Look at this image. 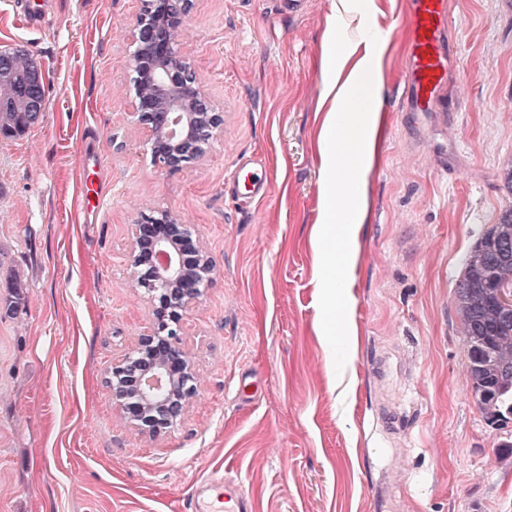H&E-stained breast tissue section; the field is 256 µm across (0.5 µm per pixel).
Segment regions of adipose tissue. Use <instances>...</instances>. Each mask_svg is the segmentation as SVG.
<instances>
[{"label":"adipose tissue","instance_id":"1","mask_svg":"<svg viewBox=\"0 0 512 512\" xmlns=\"http://www.w3.org/2000/svg\"><path fill=\"white\" fill-rule=\"evenodd\" d=\"M383 81L380 59L364 57L344 84L326 78L324 86L332 97V107L323 128L324 138H333L337 127L352 129V136L342 141V157L327 156L324 162V187L331 190L337 178L360 185L371 168L378 133L379 114L374 99Z\"/></svg>","mask_w":512,"mask_h":512}]
</instances>
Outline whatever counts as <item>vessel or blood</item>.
I'll return each mask as SVG.
<instances>
[{
	"label": "vessel or blood",
	"instance_id": "b4317fda",
	"mask_svg": "<svg viewBox=\"0 0 512 512\" xmlns=\"http://www.w3.org/2000/svg\"><path fill=\"white\" fill-rule=\"evenodd\" d=\"M408 47L404 54L406 100L411 111L432 115L442 105L448 82L451 19L448 0H408ZM48 13L47 0H17L15 18L39 25Z\"/></svg>",
	"mask_w": 512,
	"mask_h": 512
}]
</instances>
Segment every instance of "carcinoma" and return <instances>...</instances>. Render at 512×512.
<instances>
[{
	"label": "carcinoma",
	"mask_w": 512,
	"mask_h": 512,
	"mask_svg": "<svg viewBox=\"0 0 512 512\" xmlns=\"http://www.w3.org/2000/svg\"><path fill=\"white\" fill-rule=\"evenodd\" d=\"M31 65L32 60L20 49L0 52V70L23 72ZM44 94L43 85L0 84V135L13 137L34 124L40 113L23 112L21 106L24 98ZM500 224L512 225L511 207L504 209L498 223L487 227L471 247L453 300L471 395L484 418L498 426L512 422V315L497 314L486 299L488 274L497 280H512V236L496 235ZM488 349L502 351L493 366L485 361Z\"/></svg>",
	"instance_id": "cac0c4a2"
}]
</instances>
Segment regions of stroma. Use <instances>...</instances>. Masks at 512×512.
<instances>
[{
	"instance_id": "obj_1",
	"label": "stroma",
	"mask_w": 512,
	"mask_h": 512,
	"mask_svg": "<svg viewBox=\"0 0 512 512\" xmlns=\"http://www.w3.org/2000/svg\"><path fill=\"white\" fill-rule=\"evenodd\" d=\"M192 0L181 49L224 115L206 157L151 162L127 92L137 0H0L39 120L0 137V512H187L234 483L253 512H512V422L470 392L453 307L465 255L512 206V0H449L454 49L428 125L409 112L405 0ZM346 80L380 55L366 217L321 222L328 29ZM264 172L250 197L242 177ZM199 225L214 271L180 336L185 419L131 431L103 381L151 323L123 266L139 206ZM48 14L47 0H20L15 2L16 21L27 26L39 25Z\"/></svg>"
}]
</instances>
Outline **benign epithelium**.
<instances>
[{"instance_id": "obj_1", "label": "benign epithelium", "mask_w": 512, "mask_h": 512, "mask_svg": "<svg viewBox=\"0 0 512 512\" xmlns=\"http://www.w3.org/2000/svg\"><path fill=\"white\" fill-rule=\"evenodd\" d=\"M190 4L140 0L130 32L133 115L147 132L153 164L172 171L203 159L224 125L223 113L181 51ZM126 267L152 323L104 367V381L127 426L156 440L184 419L198 392L192 356L177 327L200 301L213 263L198 225L171 210L142 206L132 224ZM495 302L501 313H512V282L496 288Z\"/></svg>"}]
</instances>
